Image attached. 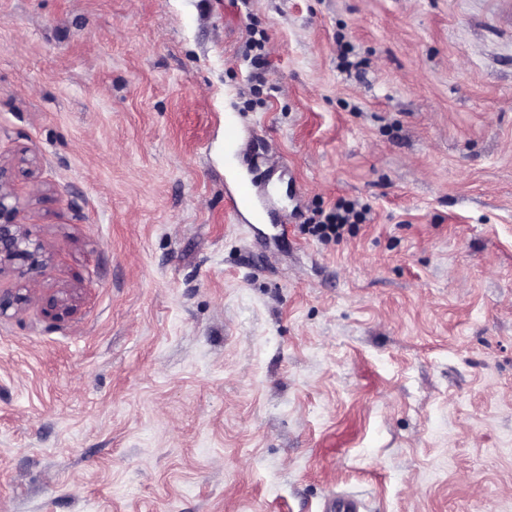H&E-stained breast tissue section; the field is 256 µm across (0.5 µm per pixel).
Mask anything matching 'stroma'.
I'll list each match as a JSON object with an SVG mask.
<instances>
[{
  "mask_svg": "<svg viewBox=\"0 0 512 512\" xmlns=\"http://www.w3.org/2000/svg\"><path fill=\"white\" fill-rule=\"evenodd\" d=\"M0 169V512H512V0H0ZM19 203L13 192L2 183L0 169V274L11 272L35 282L34 274L42 272L48 257L19 221ZM272 196L270 181L258 184L240 178L227 193L229 210L233 217L244 218L248 224H268L271 221ZM323 219L306 224L312 235L322 239L343 238L345 233H353L356 224H361L365 219V209L358 210L356 204L350 201H341L323 215ZM29 289V293L18 297L17 302L19 303H25L30 301V299H37L38 301H41L43 303V309L44 311L50 315L53 318L59 319L66 313H68V306H67V294L65 292H59L62 294L60 295H44L40 293V289ZM63 293H65V297L63 296Z\"/></svg>",
  "mask_w": 512,
  "mask_h": 512,
  "instance_id": "stroma-1",
  "label": "stroma"
}]
</instances>
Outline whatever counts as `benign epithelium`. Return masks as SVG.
Masks as SVG:
<instances>
[{
    "instance_id": "benign-epithelium-1",
    "label": "benign epithelium",
    "mask_w": 512,
    "mask_h": 512,
    "mask_svg": "<svg viewBox=\"0 0 512 512\" xmlns=\"http://www.w3.org/2000/svg\"><path fill=\"white\" fill-rule=\"evenodd\" d=\"M19 214L16 197L0 182V274L11 272L31 280L45 268L48 257L39 244L32 242L29 232L19 221ZM32 298L41 301L44 311L53 318L68 313L66 297L44 295L38 289L29 290L28 294L17 298V302L25 303Z\"/></svg>"
}]
</instances>
